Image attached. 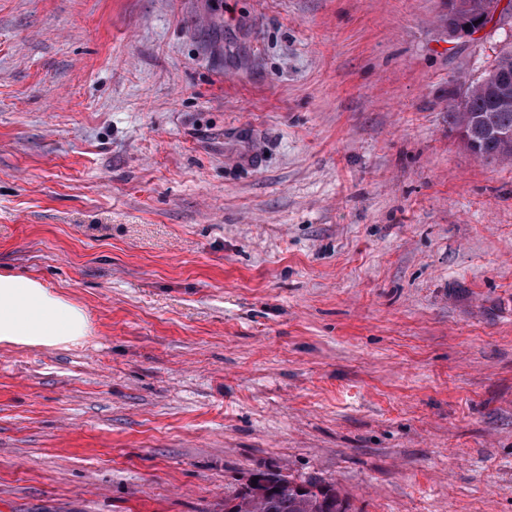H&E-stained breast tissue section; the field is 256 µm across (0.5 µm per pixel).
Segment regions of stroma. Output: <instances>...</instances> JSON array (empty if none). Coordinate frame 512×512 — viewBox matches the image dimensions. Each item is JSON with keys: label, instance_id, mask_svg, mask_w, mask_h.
<instances>
[{"label": "stroma", "instance_id": "1", "mask_svg": "<svg viewBox=\"0 0 512 512\" xmlns=\"http://www.w3.org/2000/svg\"><path fill=\"white\" fill-rule=\"evenodd\" d=\"M512 18L448 0H0V512H512V164L449 129ZM483 1V10H484V16L487 14L491 15L494 13L498 14L502 8H503V2L504 0H481ZM480 0H462V1H449L448 2V34L450 36H456L460 34H469L471 32L470 28L467 27H461L458 24L457 20V9L461 8L460 3L462 6L467 7L466 10H464L466 13H469L473 16V18H478L479 16H475V14L478 11L479 8V2ZM89 317L34 277L0 273V344L67 348L90 334ZM252 479L225 496L224 512H352L349 500L330 485L297 482L271 470L258 471Z\"/></svg>", "mask_w": 512, "mask_h": 512}]
</instances>
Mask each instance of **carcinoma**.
I'll list each match as a JSON object with an SVG mask.
<instances>
[{"label":"carcinoma","mask_w":512,"mask_h":512,"mask_svg":"<svg viewBox=\"0 0 512 512\" xmlns=\"http://www.w3.org/2000/svg\"><path fill=\"white\" fill-rule=\"evenodd\" d=\"M487 80L462 83L460 99L449 103L450 123L473 154L486 161H512V147L491 136L512 132V47H504L484 70ZM224 497V512H352L349 500L335 487L316 481L297 482L277 471H259Z\"/></svg>","instance_id":"obj_1"}]
</instances>
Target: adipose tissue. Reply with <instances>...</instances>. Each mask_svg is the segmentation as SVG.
Segmentation results:
<instances>
[{
    "label": "adipose tissue",
    "instance_id": "ef3b65f1",
    "mask_svg": "<svg viewBox=\"0 0 512 512\" xmlns=\"http://www.w3.org/2000/svg\"><path fill=\"white\" fill-rule=\"evenodd\" d=\"M83 307L34 277L0 273V344L65 348L90 334Z\"/></svg>",
    "mask_w": 512,
    "mask_h": 512
}]
</instances>
